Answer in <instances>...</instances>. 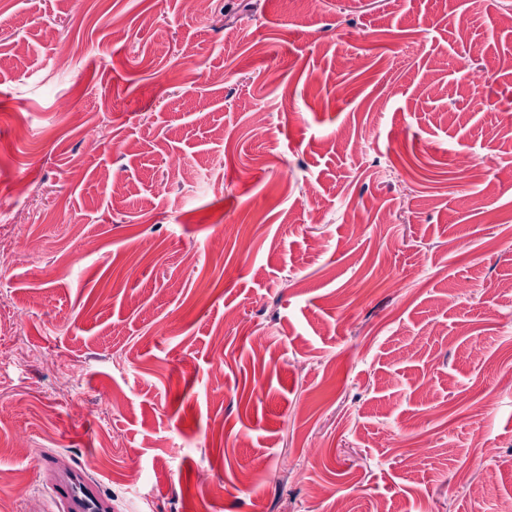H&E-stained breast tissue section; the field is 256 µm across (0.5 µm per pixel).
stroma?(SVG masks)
Masks as SVG:
<instances>
[{
  "label": "stroma",
  "instance_id": "stroma-1",
  "mask_svg": "<svg viewBox=\"0 0 512 512\" xmlns=\"http://www.w3.org/2000/svg\"><path fill=\"white\" fill-rule=\"evenodd\" d=\"M511 16L0 0V512H512ZM42 33L45 40L52 46L56 65L58 67H66L73 54L70 43L62 40L54 28H44ZM55 501L66 512H103L108 509L96 479L83 468L51 481Z\"/></svg>",
  "mask_w": 512,
  "mask_h": 512
}]
</instances>
